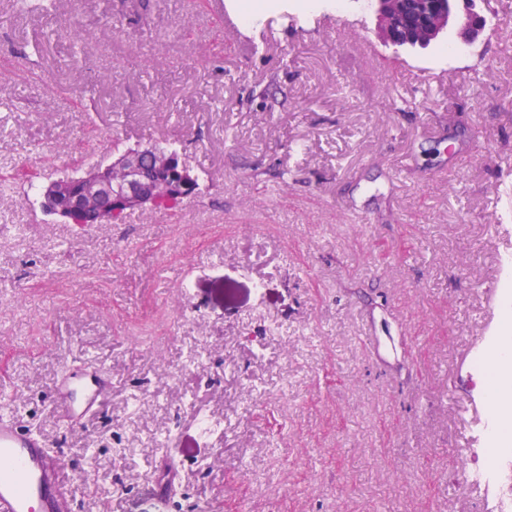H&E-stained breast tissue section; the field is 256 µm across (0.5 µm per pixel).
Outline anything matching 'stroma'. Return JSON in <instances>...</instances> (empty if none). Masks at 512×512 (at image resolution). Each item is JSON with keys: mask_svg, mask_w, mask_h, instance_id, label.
I'll list each match as a JSON object with an SVG mask.
<instances>
[{"mask_svg": "<svg viewBox=\"0 0 512 512\" xmlns=\"http://www.w3.org/2000/svg\"><path fill=\"white\" fill-rule=\"evenodd\" d=\"M215 2L0 0V167L169 140L200 183L84 227L0 194V405L64 456L67 512H155L166 437L169 512H499L466 476L512 313V31L396 53L365 0H272L252 48ZM79 358L112 394L68 428ZM111 388L112 379L92 361L73 360L58 379L52 404L68 425L80 426L100 413ZM162 466L165 465L167 474L164 469L161 470L160 475V493L158 494V503L165 509L170 501L172 491L177 488L181 483V471L180 468L174 464L171 460V455L166 450L162 455Z\"/></svg>", "mask_w": 512, "mask_h": 512, "instance_id": "1", "label": "stroma"}]
</instances>
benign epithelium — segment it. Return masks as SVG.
I'll list each match as a JSON object with an SVG mask.
<instances>
[{
    "instance_id": "benign-epithelium-1",
    "label": "benign epithelium",
    "mask_w": 512,
    "mask_h": 512,
    "mask_svg": "<svg viewBox=\"0 0 512 512\" xmlns=\"http://www.w3.org/2000/svg\"><path fill=\"white\" fill-rule=\"evenodd\" d=\"M378 35L397 48L427 47L441 35L463 45L476 41L486 30L477 0H372ZM197 176L181 158L152 147L126 153L102 167L90 166L78 180L65 176L42 189L46 213L64 221L88 215L105 224L112 211L126 214L151 207L158 200L191 194Z\"/></svg>"
}]
</instances>
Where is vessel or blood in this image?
<instances>
[{
  "label": "vessel or blood",
  "instance_id": "1",
  "mask_svg": "<svg viewBox=\"0 0 512 512\" xmlns=\"http://www.w3.org/2000/svg\"><path fill=\"white\" fill-rule=\"evenodd\" d=\"M112 380L87 359L67 363L52 395L60 417L76 427L103 408ZM158 502L167 505L181 483V471L163 453ZM65 461L51 453L45 440L10 414H0V512H65L68 492Z\"/></svg>",
  "mask_w": 512,
  "mask_h": 512
}]
</instances>
